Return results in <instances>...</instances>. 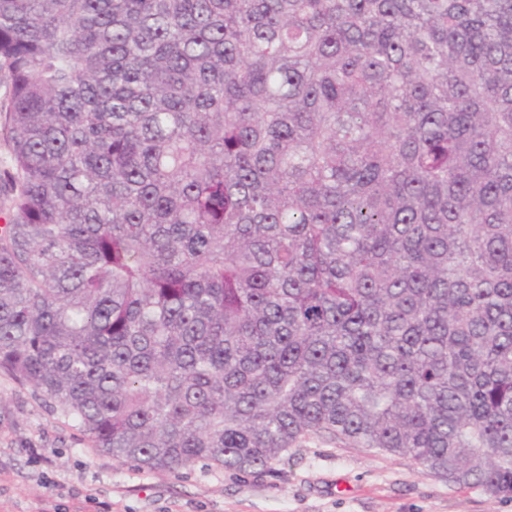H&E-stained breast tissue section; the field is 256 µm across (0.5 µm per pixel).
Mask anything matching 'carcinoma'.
Masks as SVG:
<instances>
[{"instance_id":"obj_1","label":"carcinoma","mask_w":512,"mask_h":512,"mask_svg":"<svg viewBox=\"0 0 512 512\" xmlns=\"http://www.w3.org/2000/svg\"><path fill=\"white\" fill-rule=\"evenodd\" d=\"M0 72V371L91 447L512 498V0H0Z\"/></svg>"}]
</instances>
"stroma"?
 Returning a JSON list of instances; mask_svg holds the SVG:
<instances>
[{"label": "stroma", "mask_w": 512, "mask_h": 512, "mask_svg": "<svg viewBox=\"0 0 512 512\" xmlns=\"http://www.w3.org/2000/svg\"><path fill=\"white\" fill-rule=\"evenodd\" d=\"M0 512H512L410 459L314 438L270 468L123 464L0 371Z\"/></svg>", "instance_id": "35a3bbf8"}]
</instances>
